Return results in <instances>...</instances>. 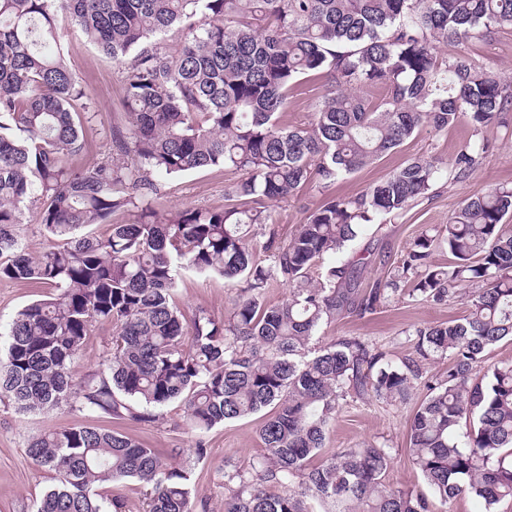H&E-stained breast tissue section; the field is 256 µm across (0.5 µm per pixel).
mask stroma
<instances>
[{
  "label": "stroma",
  "instance_id": "35a3bbf8",
  "mask_svg": "<svg viewBox=\"0 0 512 512\" xmlns=\"http://www.w3.org/2000/svg\"><path fill=\"white\" fill-rule=\"evenodd\" d=\"M60 35L66 57L86 96L99 108L96 120L83 129L84 152L73 159L75 165L84 166L113 153L112 137L125 125L124 77L111 59L89 43L76 26L64 24ZM463 50L479 67L512 81V30L501 32L490 42L465 44ZM327 84L322 75L302 80L290 93L285 122L306 124ZM477 140L488 142L489 149L480 167L468 179L456 181L441 175L430 198L419 202L398 220L365 225L344 249L347 257L370 252L372 262L364 270V282H373L391 271L422 231L448 223L452 213L468 197L495 186H512V145L506 143L503 129L490 126L477 131L463 119L445 131L423 129L373 165L336 183L333 189L336 197H351L418 157H432L442 166H449L466 144ZM241 178L239 172L211 168L176 180L158 179L156 209L164 214L184 207L223 206L225 194ZM322 200L321 193L305 187L288 200L277 203L272 215L281 240H289L307 213ZM237 295V288L225 283L223 278L185 272L177 281L173 302L185 314L203 308L220 319L230 311ZM466 313L467 303L462 298L445 304L405 300L363 319H332L322 326L313 344L323 347L342 336H359L377 343L397 363L411 351L406 336L409 328L459 318ZM111 352V324H96L75 359V386H83ZM410 412L407 404L351 402L332 422L323 453L328 456L336 449L369 442L386 445L393 456L386 473L387 483L403 489H424L425 482L406 453ZM266 417V412L262 411L224 422L200 435L188 425L184 404L179 400L165 405L158 419L146 422L115 420L82 407L76 399L49 411L27 415L18 413L11 402L1 400L0 512H35L37 503L55 480L53 472L35 465L28 457L27 443L33 436L74 424L117 430L142 447L168 452L172 466L189 468L195 497L204 504L205 512H224V474L247 466L263 455L264 445L258 433ZM199 441L206 448V455L200 460L193 453Z\"/></svg>",
  "mask_w": 512,
  "mask_h": 512
}]
</instances>
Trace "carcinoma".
Instances as JSON below:
<instances>
[{
  "instance_id": "1",
  "label": "carcinoma",
  "mask_w": 512,
  "mask_h": 512,
  "mask_svg": "<svg viewBox=\"0 0 512 512\" xmlns=\"http://www.w3.org/2000/svg\"><path fill=\"white\" fill-rule=\"evenodd\" d=\"M124 73L126 132L112 157L75 167L83 127L98 114L60 44L59 20ZM182 32L181 48L161 41ZM512 29V0H0V280L54 289L12 318L0 359V399L20 413L81 397L115 419L152 421L184 402L203 433L266 407L264 455L224 473V512H452L469 496L483 512L512 501V361L487 363L512 341V188L468 198L450 222L421 233L387 276L362 287L369 256L336 257L365 224L395 220L429 198L442 174L415 159L349 198L326 196L294 236L252 229L271 207L313 183L328 189L419 129L466 117L512 138V82L467 56L439 52ZM330 87L306 127L281 122L305 75ZM488 146H464L452 179L478 168ZM211 167L244 173L212 209L154 208V177ZM54 245L33 257L19 238L24 207ZM127 210L133 220L112 224ZM107 224L94 235L87 228ZM448 251V264L434 251ZM244 287L227 316L191 317L171 302L182 272ZM287 301L264 303L271 282ZM467 299L462 319L415 326L413 356L396 364L377 344L342 336L310 344L338 315L364 318L404 298ZM112 324V354L83 393L72 365L93 323ZM448 361L435 377L428 365ZM408 455L428 492L385 483L391 448H340L321 459L326 429L348 400L405 403ZM27 453L57 483L37 512H109L102 484L150 486L146 512H197L190 474L128 435L74 425L31 439Z\"/></svg>"
}]
</instances>
